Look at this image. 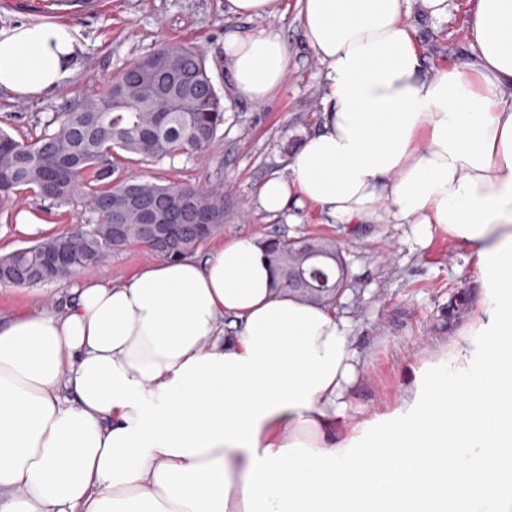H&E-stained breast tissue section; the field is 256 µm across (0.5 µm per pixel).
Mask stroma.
I'll return each instance as SVG.
<instances>
[{
	"mask_svg": "<svg viewBox=\"0 0 512 512\" xmlns=\"http://www.w3.org/2000/svg\"><path fill=\"white\" fill-rule=\"evenodd\" d=\"M470 7L469 0H448L443 22L409 16L426 69L459 67L469 60L472 50L465 22ZM16 22L69 23L81 46L74 74L53 95L22 98L0 91V130L18 139L40 134L42 117L99 87L161 41L201 49L225 102L224 124L208 158L141 161L127 153L116 162L117 174L204 188L223 185L227 238L323 236L340 244L350 262V277L338 314L353 326L361 365L345 419L356 424L391 414L408 379L431 359L434 346L466 323L481 297V284L467 250L445 233L435 232L421 245L412 225L393 224L385 217L376 224H332L313 206L291 218L271 216L260 207L261 183L274 174L288 176L290 153L315 130L323 111V69L303 46L296 0H281V12L271 21L228 20L224 0H109L104 11L71 18L61 14L57 0H0V26ZM270 24L279 28L293 57L282 88L257 104L230 89L222 52L224 33L233 26L259 30ZM24 211L38 215L57 235L85 228L87 214L78 204H59L24 190L0 198V255L31 245V238L15 228ZM79 278L75 272L34 287L0 284V313L36 303L58 309L68 286Z\"/></svg>",
	"mask_w": 512,
	"mask_h": 512,
	"instance_id": "stroma-1",
	"label": "stroma"
}]
</instances>
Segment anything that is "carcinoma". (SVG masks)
Instances as JSON below:
<instances>
[{
	"label": "carcinoma",
	"mask_w": 512,
	"mask_h": 512,
	"mask_svg": "<svg viewBox=\"0 0 512 512\" xmlns=\"http://www.w3.org/2000/svg\"><path fill=\"white\" fill-rule=\"evenodd\" d=\"M224 124V104L203 54L165 41L99 88L54 112L33 139L0 132V194L35 188L58 203L82 201L95 220L76 235L45 237L0 256V284L34 286L107 262L132 244L169 260L195 253L224 229V187L201 188L138 176L114 178L115 150L144 160L203 155ZM276 288L301 302L336 308L347 287L342 247L311 237L300 251L282 236L263 240ZM302 267L301 287L288 268Z\"/></svg>",
	"instance_id": "obj_1"
}]
</instances>
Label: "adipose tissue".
I'll return each instance as SVG.
<instances>
[{"label": "adipose tissue", "mask_w": 512, "mask_h": 512, "mask_svg": "<svg viewBox=\"0 0 512 512\" xmlns=\"http://www.w3.org/2000/svg\"><path fill=\"white\" fill-rule=\"evenodd\" d=\"M297 8L322 120L261 208L448 233L481 280L471 320L393 415L348 426L350 326L277 291L259 239L82 278L60 310L0 315V512H512V0H475L466 69L437 71L407 16L448 0ZM77 47L63 23L0 26V90L53 93ZM290 63L275 28L224 35L240 98Z\"/></svg>", "instance_id": "1"}]
</instances>
